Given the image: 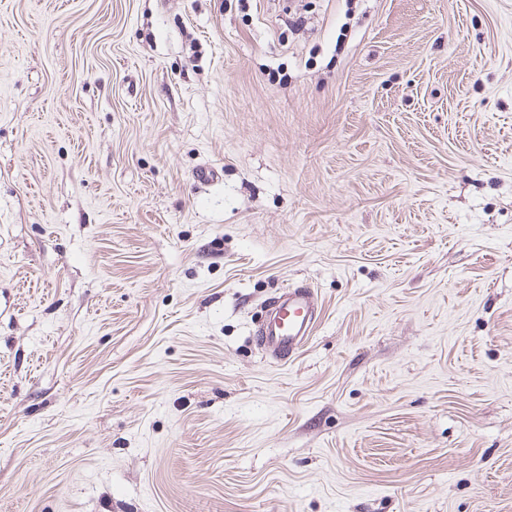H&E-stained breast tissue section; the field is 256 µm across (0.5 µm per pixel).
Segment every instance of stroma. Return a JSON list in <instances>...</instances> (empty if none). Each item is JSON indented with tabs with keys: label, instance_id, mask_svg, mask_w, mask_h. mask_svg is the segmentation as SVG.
I'll return each instance as SVG.
<instances>
[{
	"label": "stroma",
	"instance_id": "1",
	"mask_svg": "<svg viewBox=\"0 0 512 512\" xmlns=\"http://www.w3.org/2000/svg\"><path fill=\"white\" fill-rule=\"evenodd\" d=\"M0 512H512V0H0ZM314 291L307 285L286 288L272 303L268 322L258 333L261 350L281 365L300 354L319 319Z\"/></svg>",
	"mask_w": 512,
	"mask_h": 512
}]
</instances>
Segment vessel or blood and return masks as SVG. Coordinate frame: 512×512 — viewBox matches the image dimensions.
Instances as JSON below:
<instances>
[{
	"mask_svg": "<svg viewBox=\"0 0 512 512\" xmlns=\"http://www.w3.org/2000/svg\"><path fill=\"white\" fill-rule=\"evenodd\" d=\"M314 291L306 285L285 289L272 303L268 322L258 333L261 350L279 364L300 354L319 319Z\"/></svg>",
	"mask_w": 512,
	"mask_h": 512,
	"instance_id": "obj_1",
	"label": "vessel or blood"
}]
</instances>
